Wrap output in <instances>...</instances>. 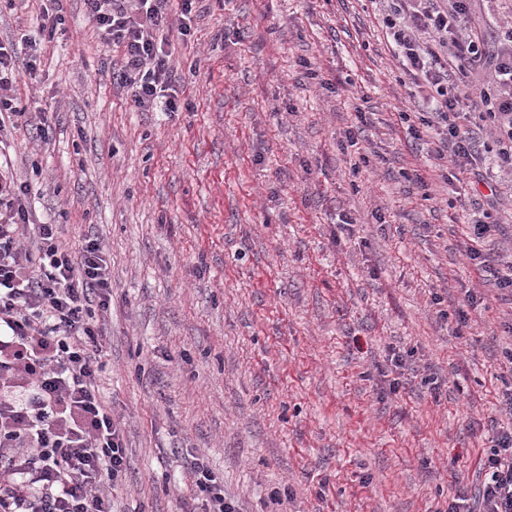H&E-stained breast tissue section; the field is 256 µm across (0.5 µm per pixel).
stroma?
Instances as JSON below:
<instances>
[{
	"label": "stroma",
	"mask_w": 512,
	"mask_h": 512,
	"mask_svg": "<svg viewBox=\"0 0 512 512\" xmlns=\"http://www.w3.org/2000/svg\"><path fill=\"white\" fill-rule=\"evenodd\" d=\"M48 5L0 0V39L36 59L14 95L50 125L4 152L41 222L107 252L117 512H180L193 452L241 512H446L457 487L477 497L480 460L512 426L498 410L512 298L477 282L456 218L485 203L497 256L512 194L447 180L406 145L398 114L426 103L410 101L372 0H197L189 35L156 33L174 112L135 107L83 0H63L52 37L34 23ZM360 110L365 140L342 148ZM468 288L481 300L461 328ZM392 348L422 369L384 395Z\"/></svg>",
	"instance_id": "obj_1"
}]
</instances>
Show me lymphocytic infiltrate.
Masks as SVG:
<instances>
[{
    "mask_svg": "<svg viewBox=\"0 0 512 512\" xmlns=\"http://www.w3.org/2000/svg\"><path fill=\"white\" fill-rule=\"evenodd\" d=\"M103 43L120 48L118 78L144 112L177 111L167 42L155 31L188 35L196 0H83ZM393 56L425 92L426 127L437 138L425 154L454 179L476 176L491 194L512 188V17L498 20L496 48L470 25L472 0H376ZM484 73L473 92L457 79ZM494 143L498 174L482 173ZM28 186L0 158V512H115L113 491L126 470L121 422L100 388L106 366L102 321L112 280L95 239L79 250L60 227L35 220ZM462 247L481 280L512 293V259L496 265L483 248L478 208L463 210ZM183 512H240L224 482L193 455ZM477 500L457 491L448 512H512V428L499 431L484 459Z\"/></svg>",
    "mask_w": 512,
    "mask_h": 512,
    "instance_id": "1",
    "label": "lymphocytic infiltrate"
}]
</instances>
